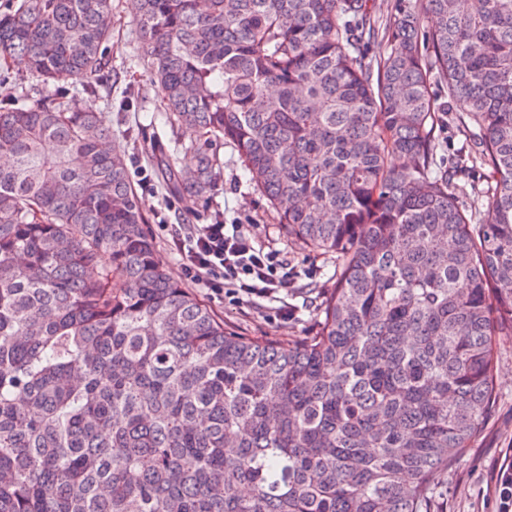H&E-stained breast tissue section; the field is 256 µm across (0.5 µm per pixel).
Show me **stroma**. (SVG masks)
I'll use <instances>...</instances> for the list:
<instances>
[{
    "mask_svg": "<svg viewBox=\"0 0 512 512\" xmlns=\"http://www.w3.org/2000/svg\"><path fill=\"white\" fill-rule=\"evenodd\" d=\"M112 10V38L106 50L112 97L81 94L71 97L69 104L110 111L116 139L128 145L129 170H147L151 189L141 193L140 199L149 218L145 231L155 244L160 267L173 279H181L179 257L170 245L173 237L188 236L218 218L240 225L286 263L291 274L289 288L262 298L215 295L196 284L191 285V292L236 335L282 345L312 335L317 327L316 302L335 283L332 264L324 256L288 242L258 189L257 174L241 164L230 143L220 140L213 144L224 159V172L206 204L187 208L169 191L160 152L170 151L175 169L183 170L187 156L176 152L175 142L186 133L168 124L148 74L133 60V0H112ZM496 388V403L474 448L433 475V512H504L500 474L512 464V340L508 338L498 346Z\"/></svg>",
    "mask_w": 512,
    "mask_h": 512,
    "instance_id": "1",
    "label": "stroma"
}]
</instances>
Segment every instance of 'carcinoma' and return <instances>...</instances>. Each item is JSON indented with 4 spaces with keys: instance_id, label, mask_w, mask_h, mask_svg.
Returning <instances> with one entry per match:
<instances>
[{
    "instance_id": "1",
    "label": "carcinoma",
    "mask_w": 512,
    "mask_h": 512,
    "mask_svg": "<svg viewBox=\"0 0 512 512\" xmlns=\"http://www.w3.org/2000/svg\"><path fill=\"white\" fill-rule=\"evenodd\" d=\"M135 23L196 134L171 189L202 202L232 143L335 286L286 349L227 332L156 265L112 120L64 104L112 95V0H22L0 59L63 95L0 106V512H428L512 337V0L403 2L387 25L370 0H138ZM450 109L474 132L448 170ZM484 170L479 167L469 168L460 178L456 180L462 187L458 193L462 207L473 216L483 214L487 206V198L482 193L484 184Z\"/></svg>"
}]
</instances>
